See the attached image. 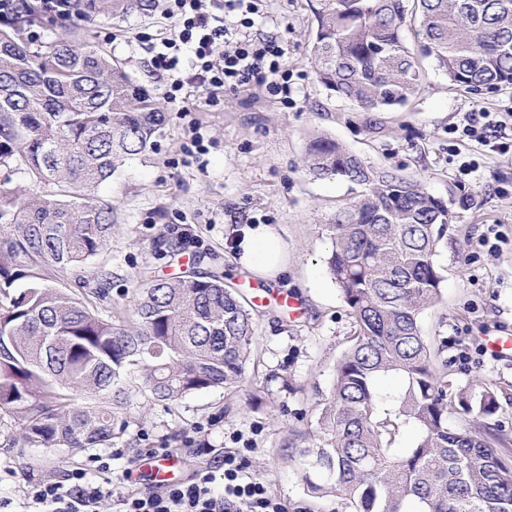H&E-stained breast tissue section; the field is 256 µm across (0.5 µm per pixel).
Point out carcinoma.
Segmentation results:
<instances>
[{
  "mask_svg": "<svg viewBox=\"0 0 512 512\" xmlns=\"http://www.w3.org/2000/svg\"><path fill=\"white\" fill-rule=\"evenodd\" d=\"M318 2L319 82L365 112L406 104L425 59L458 91L512 86V0ZM155 5L15 0L0 13V415L22 430L11 448H110L134 397L168 407L196 391L231 395L252 360V305L217 267L151 279L129 308L108 301L113 211L99 187L154 148L167 115L78 29L36 47L26 37L54 15L124 18ZM305 166L362 188L326 224L327 267L357 336L323 406L332 445L277 453L299 456L311 497L338 492L352 512H512V448L496 427L448 426L447 345H431L420 325L440 300L434 256L454 198L322 133L310 135ZM90 264L94 286L83 275ZM389 374L404 391L382 410L378 383ZM499 408L487 385L457 393L454 410L485 419ZM410 421L420 438L400 455L392 444Z\"/></svg>",
  "mask_w": 512,
  "mask_h": 512,
  "instance_id": "cac0c4a2",
  "label": "carcinoma"
}]
</instances>
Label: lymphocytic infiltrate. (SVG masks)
Returning a JSON list of instances; mask_svg holds the SVG:
<instances>
[{
	"label": "lymphocytic infiltrate",
	"mask_w": 512,
	"mask_h": 512,
	"mask_svg": "<svg viewBox=\"0 0 512 512\" xmlns=\"http://www.w3.org/2000/svg\"><path fill=\"white\" fill-rule=\"evenodd\" d=\"M172 21L166 35L153 48L155 74L165 77L168 100L184 89L215 95L247 80L269 83L277 93H288L289 75L282 70L281 46L272 39L249 36L259 0H169ZM123 449L92 457L90 469L76 467L58 479L31 483L25 512H99L112 497V462ZM247 449L224 455L220 466L223 490L213 487L210 469L181 483L158 486L156 491H128L117 499L118 512H288L267 486L247 473Z\"/></svg>",
	"instance_id": "1"
}]
</instances>
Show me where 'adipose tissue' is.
Here are the masks:
<instances>
[{
    "label": "adipose tissue",
    "mask_w": 512,
    "mask_h": 512,
    "mask_svg": "<svg viewBox=\"0 0 512 512\" xmlns=\"http://www.w3.org/2000/svg\"><path fill=\"white\" fill-rule=\"evenodd\" d=\"M236 261L242 269L268 282L277 281L288 271L282 242L268 224L244 229L238 243Z\"/></svg>",
    "instance_id": "adipose-tissue-1"
}]
</instances>
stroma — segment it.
I'll return each instance as SVG.
<instances>
[{"label": "stroma", "instance_id": "1", "mask_svg": "<svg viewBox=\"0 0 512 512\" xmlns=\"http://www.w3.org/2000/svg\"><path fill=\"white\" fill-rule=\"evenodd\" d=\"M317 0H265L255 30L279 39L289 96L250 82L218 97L188 88L183 105L165 96L166 80L151 68L152 48L168 27L162 9L122 19L97 16L84 28L88 42L107 47L132 81L145 88L169 116L153 151L130 160L99 194L114 207L112 298L125 302L138 281L182 274L198 253L216 254L228 282L255 300L254 349L233 397L223 391L187 394L171 407L139 396L134 419L118 444L123 459L112 463L114 492L127 491L124 472L141 460L150 443L168 442L187 480L201 468L221 477L218 460L251 442L250 473L287 507L313 512H349L343 496L313 500L294 459L277 448H323L330 441L319 420L333 387L336 364L356 334L355 319L325 258V226L337 207L354 201L358 186L307 175L304 150L321 132L371 165L413 177L432 194L458 199L448 242L434 258L441 300L420 323L430 343L447 341L448 395L486 383L499 393L495 419L512 440V355L485 352L488 337L512 336V153L455 134L477 112L512 120V88L465 94L453 90L432 63L415 96L391 112H366L336 97L319 82L310 58ZM251 224L275 227L288 251V273L271 284L232 260L239 230ZM295 297L297 314L277 302H258L260 290ZM0 420V497L21 502L30 481L56 479L88 464L90 448H6L18 434Z\"/></svg>", "mask_w": 512, "mask_h": 512}]
</instances>
